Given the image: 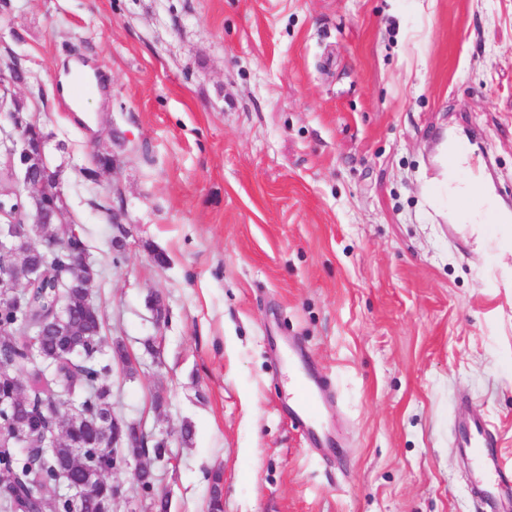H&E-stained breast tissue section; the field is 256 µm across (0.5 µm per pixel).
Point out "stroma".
<instances>
[{"label": "stroma", "instance_id": "35a3bbf8", "mask_svg": "<svg viewBox=\"0 0 512 512\" xmlns=\"http://www.w3.org/2000/svg\"><path fill=\"white\" fill-rule=\"evenodd\" d=\"M8 58L170 512H209L217 472L224 512H483L455 417L484 412L512 462V261L445 223L435 155L460 138L512 208V0H0ZM71 59L96 72L81 119ZM297 366L332 386L314 442ZM136 467L109 476L118 512H150ZM60 69V94L70 103L73 112L80 116L81 113L85 111L82 106L74 99L72 95V86L75 79L79 76L91 77L92 73L90 68L86 65L83 66L74 60H70L67 62V70L66 64L62 65ZM112 238L110 241L112 263L119 265L125 260V250L112 251V244L126 246L127 230L123 222V216L113 211L112 213Z\"/></svg>", "mask_w": 512, "mask_h": 512}]
</instances>
